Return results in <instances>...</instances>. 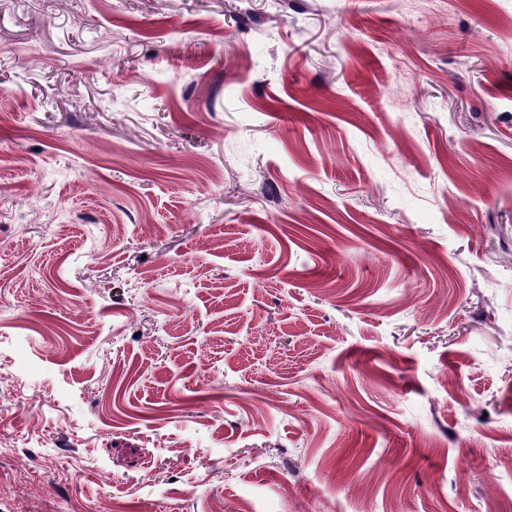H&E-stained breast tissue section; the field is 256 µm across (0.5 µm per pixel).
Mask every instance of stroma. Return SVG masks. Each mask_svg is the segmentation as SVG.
I'll return each instance as SVG.
<instances>
[{"instance_id":"stroma-1","label":"stroma","mask_w":512,"mask_h":512,"mask_svg":"<svg viewBox=\"0 0 512 512\" xmlns=\"http://www.w3.org/2000/svg\"><path fill=\"white\" fill-rule=\"evenodd\" d=\"M512 512V0H0V512Z\"/></svg>"}]
</instances>
